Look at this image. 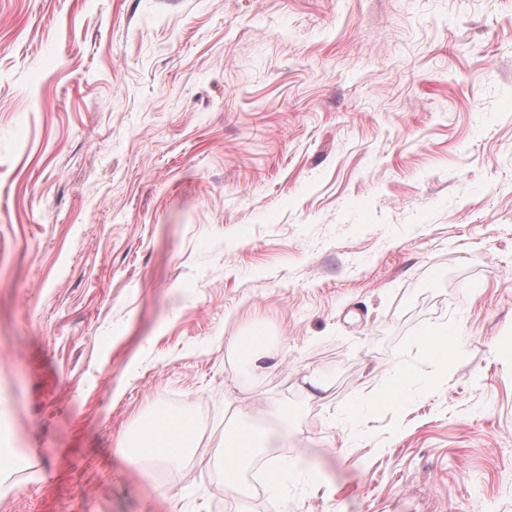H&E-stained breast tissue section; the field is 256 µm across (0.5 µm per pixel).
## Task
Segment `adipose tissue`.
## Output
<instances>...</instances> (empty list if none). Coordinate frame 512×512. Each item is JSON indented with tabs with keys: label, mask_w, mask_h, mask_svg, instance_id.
<instances>
[{
	"label": "adipose tissue",
	"mask_w": 512,
	"mask_h": 512,
	"mask_svg": "<svg viewBox=\"0 0 512 512\" xmlns=\"http://www.w3.org/2000/svg\"><path fill=\"white\" fill-rule=\"evenodd\" d=\"M271 443L270 426L246 414L238 416L233 429L225 434L222 448L213 456L214 463L224 472L225 493L243 494L241 474L256 459L269 453ZM197 446L198 434L192 416L184 412L160 411L123 442L121 453L132 468L147 459L165 466L193 453Z\"/></svg>",
	"instance_id": "adipose-tissue-1"
}]
</instances>
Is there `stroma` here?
I'll use <instances>...</instances> for the list:
<instances>
[{"label":"stroma","instance_id":"obj_1","mask_svg":"<svg viewBox=\"0 0 512 512\" xmlns=\"http://www.w3.org/2000/svg\"><path fill=\"white\" fill-rule=\"evenodd\" d=\"M275 408L299 472L221 493ZM1 454L0 512H512V0H0ZM428 359L438 367L447 368L448 359L458 352L454 339L448 340V327L436 331L426 330L421 336ZM232 350L238 359L252 370H258L261 361L274 360V365L277 366L281 360L280 350L269 344L264 336L238 339L232 345ZM413 378L414 375L410 370V367L405 363H400L395 369V377L393 383L387 385L386 389L382 391V394L379 398L383 401L392 399L396 402H400L402 386L413 380ZM127 465L150 459L161 466L178 462L198 448L194 418L186 412L159 411L121 446ZM271 427L241 413L224 444L216 451L213 461L224 472V494L241 495L244 489L240 476L253 462L269 453L272 443ZM224 447V448H223Z\"/></svg>","mask_w":512,"mask_h":512}]
</instances>
